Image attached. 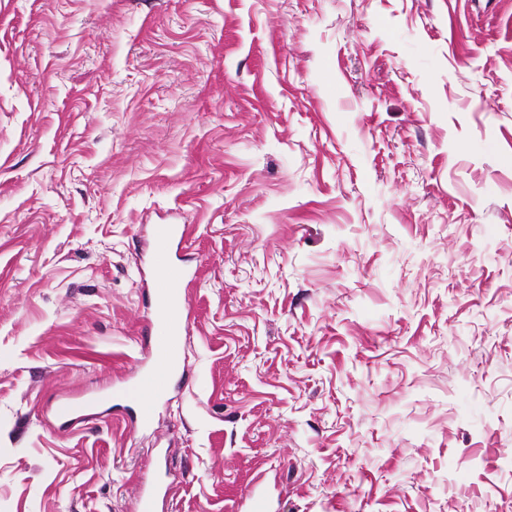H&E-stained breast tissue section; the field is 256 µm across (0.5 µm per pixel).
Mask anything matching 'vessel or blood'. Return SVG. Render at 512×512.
<instances>
[{
	"label": "vessel or blood",
	"mask_w": 512,
	"mask_h": 512,
	"mask_svg": "<svg viewBox=\"0 0 512 512\" xmlns=\"http://www.w3.org/2000/svg\"><path fill=\"white\" fill-rule=\"evenodd\" d=\"M184 224H156L152 227L149 260L153 270L149 334L146 346L149 362L137 366L132 383L143 400L135 414L136 426L150 428L154 403L170 389L174 368L180 362V342L189 321L187 300L181 286L193 272L172 258L175 248L186 242Z\"/></svg>",
	"instance_id": "vessel-or-blood-1"
}]
</instances>
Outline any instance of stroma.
I'll return each mask as SVG.
<instances>
[{"label":"stroma","instance_id":"35a3bbf8","mask_svg":"<svg viewBox=\"0 0 512 512\" xmlns=\"http://www.w3.org/2000/svg\"><path fill=\"white\" fill-rule=\"evenodd\" d=\"M164 223L199 274L138 430ZM148 475L512 512V0H0V512Z\"/></svg>","mask_w":512,"mask_h":512}]
</instances>
